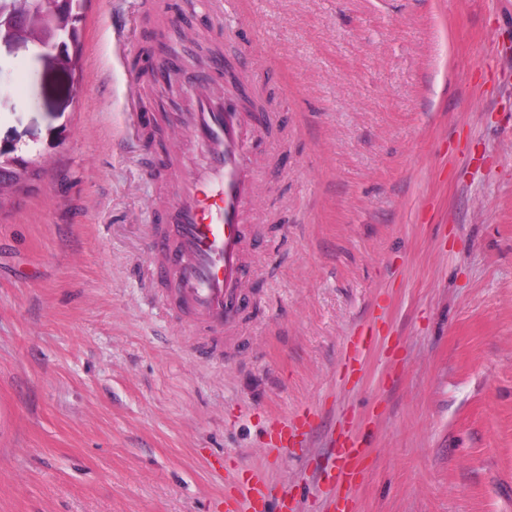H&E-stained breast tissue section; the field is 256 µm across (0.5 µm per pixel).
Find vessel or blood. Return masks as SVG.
<instances>
[{
	"mask_svg": "<svg viewBox=\"0 0 512 512\" xmlns=\"http://www.w3.org/2000/svg\"><path fill=\"white\" fill-rule=\"evenodd\" d=\"M184 123L208 164L185 174L166 203L151 234L150 271L170 286L165 312L178 315L190 335L212 337L207 354L214 357L224 349L225 332L243 320L248 303L244 285L250 275L246 248L251 228L246 216L257 176L255 142L241 112L221 96H195ZM308 425L304 417L278 427L275 446L297 443ZM364 454L355 440L337 448L335 480L346 494L331 500L328 512H355Z\"/></svg>",
	"mask_w": 512,
	"mask_h": 512,
	"instance_id": "1",
	"label": "vessel or blood"
}]
</instances>
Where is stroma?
Masks as SVG:
<instances>
[{
    "label": "stroma",
    "instance_id": "1",
    "mask_svg": "<svg viewBox=\"0 0 512 512\" xmlns=\"http://www.w3.org/2000/svg\"><path fill=\"white\" fill-rule=\"evenodd\" d=\"M170 8L96 0L74 71L0 41V148L41 173L0 208V512H211L259 475L323 512L349 429L356 512H512V0ZM160 38L207 92L218 47L270 117L243 346L208 360L143 277L154 208L204 163L174 132L157 185L135 132L133 97L191 109L127 65ZM310 427L308 418L295 420L291 425L285 424L276 429L274 446L284 447L290 443H297L299 438L307 434L306 428Z\"/></svg>",
    "mask_w": 512,
    "mask_h": 512
}]
</instances>
